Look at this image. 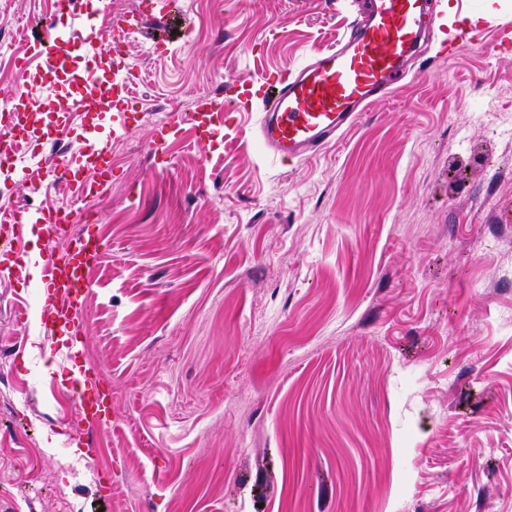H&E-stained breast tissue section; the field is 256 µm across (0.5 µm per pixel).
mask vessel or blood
<instances>
[{"mask_svg": "<svg viewBox=\"0 0 512 512\" xmlns=\"http://www.w3.org/2000/svg\"><path fill=\"white\" fill-rule=\"evenodd\" d=\"M431 0H367L361 19L351 26L336 45L314 62L281 72L274 91L264 100L259 138L266 152L281 160H301L316 154L327 142L347 130L371 103L404 73V61L422 37L423 19ZM78 42L47 35L39 40L36 56L42 66H52L59 55L74 51ZM223 101L210 99L199 105L191 117L198 139L211 135ZM27 126L26 114H0V141L20 135ZM86 167L99 173L111 172L110 150L105 145L86 148L82 154ZM70 214L43 210L32 214L23 209L0 212L1 224H43L47 229L66 224ZM89 272L85 247H76L66 260L51 256L42 264L41 283L46 290L42 316L45 332L60 326H76L84 313L80 288ZM77 416L87 427L101 423L106 407L95 400L96 384L88 373L74 381Z\"/></svg>", "mask_w": 512, "mask_h": 512, "instance_id": "b4317fda", "label": "vessel or blood"}]
</instances>
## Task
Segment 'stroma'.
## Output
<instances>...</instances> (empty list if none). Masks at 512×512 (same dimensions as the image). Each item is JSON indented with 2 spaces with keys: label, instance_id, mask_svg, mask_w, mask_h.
I'll use <instances>...</instances> for the list:
<instances>
[{
  "label": "stroma",
  "instance_id": "stroma-1",
  "mask_svg": "<svg viewBox=\"0 0 512 512\" xmlns=\"http://www.w3.org/2000/svg\"><path fill=\"white\" fill-rule=\"evenodd\" d=\"M434 2L396 89L290 162L259 147L262 100L362 0H172L121 46L119 140L92 30L141 0H0V85L44 23L84 38L27 77L66 125L57 149L25 137L32 165L77 167L91 138L113 164L94 196L0 173V209L68 208L102 243L81 328L51 336L33 256L65 243L0 223V512H512V0ZM205 97L214 136L152 151ZM87 368L112 396L94 431ZM74 386L80 388L75 397L77 403V416L79 420L87 425L88 428L99 427L101 423V415L106 412V406L91 397V393H95L96 383L88 372H80L79 376L74 380Z\"/></svg>",
  "mask_w": 512,
  "mask_h": 512
}]
</instances>
